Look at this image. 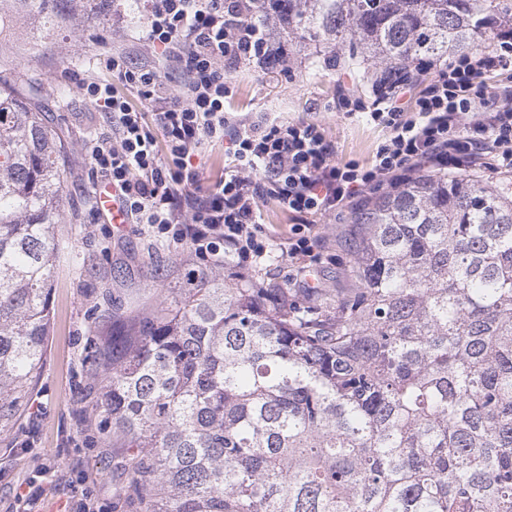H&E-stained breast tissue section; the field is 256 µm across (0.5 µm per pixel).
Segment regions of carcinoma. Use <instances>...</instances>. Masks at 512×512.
<instances>
[{
  "label": "carcinoma",
  "mask_w": 512,
  "mask_h": 512,
  "mask_svg": "<svg viewBox=\"0 0 512 512\" xmlns=\"http://www.w3.org/2000/svg\"><path fill=\"white\" fill-rule=\"evenodd\" d=\"M291 45L387 69L512 26V0H257ZM112 0H0L50 34ZM61 145L0 73V428L43 365ZM352 287L203 272L112 329L99 394L139 512H512V190L418 169L360 206Z\"/></svg>",
  "instance_id": "carcinoma-1"
}]
</instances>
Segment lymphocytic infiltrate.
<instances>
[{
    "label": "lymphocytic infiltrate",
    "instance_id": "obj_1",
    "mask_svg": "<svg viewBox=\"0 0 512 512\" xmlns=\"http://www.w3.org/2000/svg\"><path fill=\"white\" fill-rule=\"evenodd\" d=\"M253 0H143L150 60L115 51L96 57L98 73L76 77L85 100L106 112L107 137L82 149L95 185L116 190L128 223L158 238L188 242L196 257L249 269L272 259L260 224L259 199L276 202L296 223L288 256H311L314 215H335L362 192L397 183L418 165L455 172L485 144L512 170V94L489 90L484 74L512 65V31L495 50L458 54L429 70L379 76L371 101L345 95L342 109L389 129L373 162L336 163L321 127L264 114L239 118L224 110L232 68L248 62L285 66L286 53L251 20ZM432 71L411 110L399 98L412 72ZM177 75L176 89L167 77ZM223 145L232 167L214 183L201 179L200 157Z\"/></svg>",
    "mask_w": 512,
    "mask_h": 512
}]
</instances>
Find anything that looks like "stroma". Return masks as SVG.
<instances>
[{"label":"stroma","instance_id":"35a3bbf8","mask_svg":"<svg viewBox=\"0 0 512 512\" xmlns=\"http://www.w3.org/2000/svg\"><path fill=\"white\" fill-rule=\"evenodd\" d=\"M137 0H112V11L89 12L42 39L28 23L0 41V71L32 90L48 112L62 145L64 224L56 231L67 248L56 262L51 292L50 334L42 371L23 419L0 432V512H23L21 495L30 487L44 494L32 512H76L79 502L94 512H134L118 464L127 454L121 437L103 438L102 412L96 405L104 348L112 318L134 321L161 307L170 288H190L210 270L188 244L156 240L146 227L112 223L98 205L90 166L81 151L86 136L109 135L105 113L67 87L65 70L73 61L90 63L118 48L140 54L147 46L138 27ZM374 68H332L323 55L289 50L287 71L243 65L231 73L228 111L277 112L282 118L313 121L325 130L338 162L371 160L386 137L364 118L338 109L342 89L372 96ZM65 102H58L59 91ZM319 261L297 276L287 258L262 265L265 281L303 288L315 283L328 295L350 287L346 275L349 245L356 226L352 216L315 217Z\"/></svg>","mask_w":512,"mask_h":512}]
</instances>
